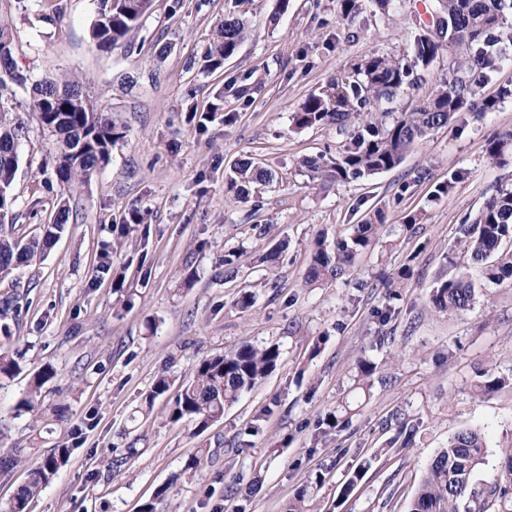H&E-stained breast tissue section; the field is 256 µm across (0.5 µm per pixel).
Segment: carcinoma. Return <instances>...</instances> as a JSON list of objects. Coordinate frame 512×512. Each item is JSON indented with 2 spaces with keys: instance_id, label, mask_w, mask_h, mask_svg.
<instances>
[{
  "instance_id": "obj_1",
  "label": "carcinoma",
  "mask_w": 512,
  "mask_h": 512,
  "mask_svg": "<svg viewBox=\"0 0 512 512\" xmlns=\"http://www.w3.org/2000/svg\"><path fill=\"white\" fill-rule=\"evenodd\" d=\"M151 0H96V18L91 36L101 47L114 46L126 40L138 29L150 8ZM362 0H336L338 16L353 23L362 13ZM435 13L446 21L443 38L419 34L414 39L412 53L406 57L371 54L349 63L338 77L331 79L318 92L310 94L300 111L295 113V125L301 128L334 126L340 131L354 128L336 155L321 154L305 157L301 166L309 178L323 183L338 184L365 175L389 171L401 164L408 149L431 131L450 124L456 115L470 111L479 99L485 72L494 69L500 47L512 45V0H436ZM249 30L242 14L224 17L202 53V69L213 73L224 68V61L235 54ZM452 45H462L469 53L456 57L442 75L436 89L427 97L402 112L383 107L411 83V77L430 67ZM0 56L5 70H0V90L7 82L23 84L26 78L17 71L13 58V33L6 20H0ZM512 97V88L503 86L497 96L481 100L479 110L488 112L505 98ZM27 110L35 115L43 131L54 137L53 170L63 187L87 179L94 170L109 160L112 144L123 137L108 113L98 109L84 93L74 77H47L33 87V97ZM224 122L235 119V113L224 112V90L215 101L200 111L198 127L204 128L218 114ZM25 122L13 114L12 106L0 93V279L29 265L31 259L50 249L68 219L67 205L60 206L53 223L44 227L38 238L23 239L15 232L16 198L10 189L18 169V140ZM512 140V131L499 132L488 141V153L497 159L505 142ZM269 179L268 170L250 160L238 163L227 179L228 190L245 199L248 186ZM385 212L378 208L361 223L354 225L347 240L329 245L316 243L306 283H327L350 271L355 259L370 249L380 236ZM146 215L137 211L130 222L121 227V237L133 253L145 251ZM457 242L468 263L481 268L491 283L512 281V190L500 189L485 203L478 216L459 227ZM475 297L469 275L461 272L443 281L431 292L429 303L439 313L456 314L468 310ZM19 312L17 300L7 297L0 301V331L8 332L10 322ZM21 355L0 348V380L12 379L22 372ZM281 360L277 344L255 345L245 341L222 353L200 360L184 376L173 397L168 412L171 423L190 422L202 433L224 417V411L238 402L243 393L276 370ZM377 366L359 362V388H370ZM57 377L50 364L28 373L24 396L18 401L19 412H33L36 418H48L55 425L57 442L42 461L33 466L27 480L17 487L11 498L0 505V512H29L30 504L54 480L70 460L83 434L81 425L73 419L66 404L45 406L43 391ZM173 381L165 372L158 374L136 408L138 417H147L156 400L168 395ZM512 389V378L493 372L483 374L475 385L476 394L487 395L502 389ZM27 449L8 442L0 434V469L6 471L26 457ZM210 450L199 448L185 462L182 474L188 480L200 476L208 464ZM486 445L477 429L458 432L448 440L426 468L421 484L411 502L409 512H512V448L502 451L501 471L492 482L477 486L474 473L485 464ZM320 474L298 487L285 504L284 512H308L312 486H321Z\"/></svg>"
}]
</instances>
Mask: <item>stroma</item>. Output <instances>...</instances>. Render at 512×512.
Returning a JSON list of instances; mask_svg holds the SVG:
<instances>
[{
    "instance_id": "stroma-1",
    "label": "stroma",
    "mask_w": 512,
    "mask_h": 512,
    "mask_svg": "<svg viewBox=\"0 0 512 512\" xmlns=\"http://www.w3.org/2000/svg\"><path fill=\"white\" fill-rule=\"evenodd\" d=\"M433 4L395 0L388 14L367 11L350 25L338 18L336 0H289L283 12L277 0H250V34L223 72L204 77L186 65L201 56L234 0H153L140 28L108 50L89 37L94 0H0L16 68L29 79L0 94L9 105L24 110L30 82L69 74L125 133L106 165L63 189L52 172V139L35 117L26 119L12 185L18 234L41 235L63 202L70 218L44 258L0 281V300L15 297L21 306L9 345L28 368L57 369L46 404L65 401L74 419L92 420L32 512H140L169 482L175 488L163 512H283L318 473L324 484L310 512H407L430 461L466 428L479 429L487 443L477 481L496 476L512 447V391L480 398L474 385L487 369L512 375V283H490L469 268L473 304L453 315L436 312L428 295L454 272L448 258L462 220L476 217L499 188H512V143L501 160L487 152L494 133L512 130V98L431 132L392 170L327 188L299 161L335 152L341 135L293 122L308 95L354 59L410 52ZM274 12L280 20L271 26ZM229 82L250 90L224 98L236 120L197 128L191 105L212 101ZM245 159L274 179L254 185L243 201L225 181ZM39 175L49 188L32 216L27 202ZM448 180V195L435 197ZM379 207L381 242L349 274L306 285L316 240L349 237ZM136 209L149 214L142 256L120 236ZM416 212L423 220L407 225ZM282 238L289 247L280 259L259 263ZM104 250L123 275L121 294L111 276L94 275ZM229 253L238 265L232 279L221 263ZM404 265L410 279L387 287ZM246 290L256 302L243 311L234 301ZM244 341L279 344L281 363L203 433L170 423L163 399L148 421L130 422L159 373L182 380L202 358ZM362 359L377 366L365 394L354 388ZM25 387L21 376L0 382V430L23 446L32 419L15 406ZM346 399L356 402L354 414L322 437L324 415ZM402 420L413 437L400 433ZM388 439L395 448L375 455ZM201 445L214 450L211 464L200 478L181 479ZM116 446L136 453L114 474L104 464ZM359 466L361 482L342 498Z\"/></svg>"
}]
</instances>
